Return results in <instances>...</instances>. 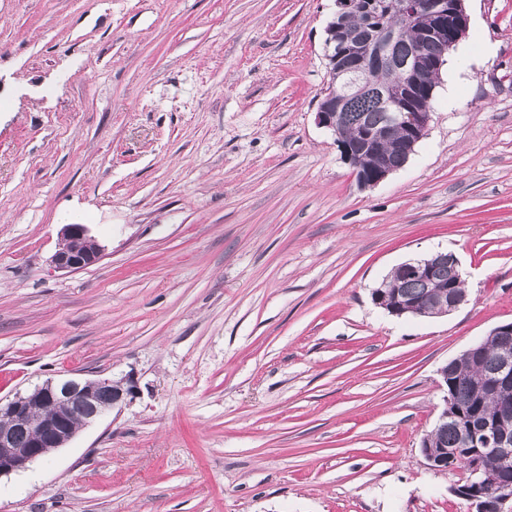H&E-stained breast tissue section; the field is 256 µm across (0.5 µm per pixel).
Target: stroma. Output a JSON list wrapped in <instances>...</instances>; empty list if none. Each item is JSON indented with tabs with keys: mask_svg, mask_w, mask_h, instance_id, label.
Segmentation results:
<instances>
[{
	"mask_svg": "<svg viewBox=\"0 0 512 512\" xmlns=\"http://www.w3.org/2000/svg\"><path fill=\"white\" fill-rule=\"evenodd\" d=\"M426 136L363 188L318 125L334 0H0V399L132 380L0 512H468L420 443L512 321V0H465ZM62 212L102 257L56 270ZM453 253L468 300L371 293Z\"/></svg>",
	"mask_w": 512,
	"mask_h": 512,
	"instance_id": "35a3bbf8",
	"label": "stroma"
}]
</instances>
